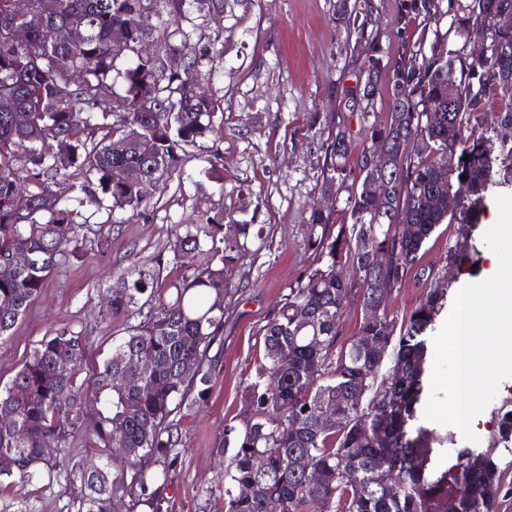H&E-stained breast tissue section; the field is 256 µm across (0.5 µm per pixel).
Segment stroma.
Returning <instances> with one entry per match:
<instances>
[{
	"instance_id": "35a3bbf8",
	"label": "stroma",
	"mask_w": 512,
	"mask_h": 512,
	"mask_svg": "<svg viewBox=\"0 0 512 512\" xmlns=\"http://www.w3.org/2000/svg\"><path fill=\"white\" fill-rule=\"evenodd\" d=\"M178 28L202 52L201 69L212 77L210 88L224 114L220 137L186 147L179 168L148 188L144 213L125 214L107 250L87 245L81 258L51 275L13 335L0 343V386L60 323L88 336L89 363L111 353L124 324L105 316L102 292L113 270L134 261L151 263L164 251L173 225L200 224L222 210L239 221L257 219L264 231L234 272L246 287L224 315L210 398L182 419L181 455L165 491V512H224V458L218 450L225 424L239 420L245 381L262 356L256 332L312 261L305 242L312 208L344 206L321 191L323 139L311 120L340 114L359 131L350 94L364 79L366 56L356 34L337 22L336 0H229L217 17L188 9ZM217 158L222 169L207 177ZM242 187L259 195L258 214L240 211ZM496 211L494 200H487L474 233L462 224L439 225L422 250L421 267L456 291L488 278L491 251L482 233ZM466 236L477 259L472 272L446 261L449 247ZM510 401L511 393L498 391L478 416L477 442L455 436L438 464L454 462L458 449L467 446L488 448L497 412ZM80 495L81 484L73 478L17 477L0 492V512H77Z\"/></svg>"
}]
</instances>
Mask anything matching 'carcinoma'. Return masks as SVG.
<instances>
[{
	"label": "carcinoma",
	"instance_id": "cac0c4a2",
	"mask_svg": "<svg viewBox=\"0 0 512 512\" xmlns=\"http://www.w3.org/2000/svg\"><path fill=\"white\" fill-rule=\"evenodd\" d=\"M172 23L194 4L219 15L226 0H163ZM444 0H397L399 50L382 82L379 48L367 34L362 10L337 0L336 20L351 27L367 46L365 64L373 81L352 90L360 107L364 144L357 147L345 118L328 127L322 189L344 197L341 213H311L306 242L314 260L288 286L281 306L259 328L263 361L246 380L240 421L224 428L231 452L224 470V512H495L504 487L501 461L512 454V402L498 412L489 448H461L456 463L434 465L433 445L442 443L420 424L427 389V331L445 305L451 283L422 273L425 288L407 320L387 312L421 260L420 252L441 224H478L479 210L495 176L512 178V146L498 129H512V79L499 58H477L465 48L444 50L448 36L464 40L480 17L512 13V0H470L450 26ZM155 0H30L16 14L14 0H0V97L15 103L0 112V263L13 273L0 278V341L12 335L49 276L80 255L88 236L76 218L84 210L139 211V183L127 173L159 181L174 172L184 147L221 132L216 101L204 89L197 99L178 94L198 80L202 55L187 41L153 40L148 23ZM80 22L84 37L69 39ZM28 29L19 43L14 28ZM125 30V43L112 35ZM134 59L124 71L121 98L127 109L113 112L116 62ZM179 55L174 71L167 58ZM471 92L448 101L450 84ZM509 96L501 112L483 111L488 91ZM385 94L386 111H374ZM423 140L408 150L410 137ZM56 150H42L45 141ZM381 141L398 163L389 174L369 168L368 150ZM469 159H464V156ZM450 180L453 202L433 192ZM72 181L64 200L52 186ZM26 195L20 208L16 199ZM264 225H236L224 235V214L205 224H177L167 257L152 266L135 261L112 274L106 313L125 323L126 334L89 378L80 379L88 337L67 325L53 329L26 358L11 382L0 388V408L12 420L0 424V485L15 476L34 480L58 466L83 486L77 512H163L160 490L177 465L183 409L206 402L212 382L209 353L224 335V314L242 286L233 271L244 264L249 244ZM384 249L388 264L372 267ZM472 259L468 242L448 247L446 260ZM183 270L180 280L162 277L166 265ZM361 304L354 340L336 347L347 304ZM365 336L383 342L372 357L358 345ZM288 356V367L281 358ZM67 361L71 373L60 375ZM392 366L382 372L386 362ZM188 363L195 364L191 373ZM340 416L337 428L319 426L320 414ZM94 420L92 452L80 459L71 442L85 435L84 415ZM55 449L51 454L48 449ZM112 448H128L124 461L107 470ZM262 458L264 464L256 466ZM245 486L251 495L242 497Z\"/></svg>",
	"mask_w": 512,
	"mask_h": 512
}]
</instances>
